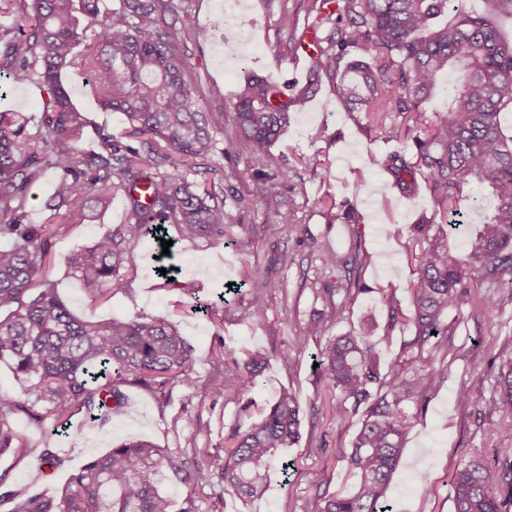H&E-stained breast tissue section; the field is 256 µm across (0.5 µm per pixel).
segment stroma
Listing matches in <instances>:
<instances>
[{
  "mask_svg": "<svg viewBox=\"0 0 512 512\" xmlns=\"http://www.w3.org/2000/svg\"><path fill=\"white\" fill-rule=\"evenodd\" d=\"M223 2L190 0L192 18L204 36L186 39L185 44L200 104L224 110V129L215 135L222 152L206 166L209 178L224 188L231 229L219 241H187L176 228H169L171 262L185 269L174 283L155 274L152 242L142 238L134 250L136 270L113 283L111 298L96 305L86 298L64 259L123 224L124 198H113L106 209L95 210L93 219L51 243L57 288L76 314L90 320L140 314L177 322L195 349L194 374L201 387L190 392L177 386L164 396L127 387L126 413L121 419L99 425L78 414L62 435L49 420H16L28 452L18 459L0 456V473L7 475L5 487L26 488L54 499L71 473L130 437L149 439L160 448L186 447L189 435L182 418L188 414L210 424L209 435L197 440L199 448H228L242 416L240 403L225 401L206 387L212 373L210 350L220 341L241 361L250 351L267 355L255 384L244 388L243 401L260 408L281 390L295 394L300 438L281 449L280 455L294 461L296 470L288 483L272 481L265 495L252 501L221 492L218 485L186 482L165 472L159 475L158 485L171 502L169 512H182L190 496L204 512H314L322 492L349 486L347 463L336 451L351 449L363 419L359 413L347 422L332 418L331 410L342 396L320 379L314 358L334 338L366 329L392 337L377 349L380 373L396 366L412 382L404 405L412 426L387 491L392 512H452L451 478L456 468L474 452L512 447V421H503L497 434H489L490 417L485 410L495 393L500 366L512 360V290L497 289L494 308L450 312L447 334L431 339L430 350L411 346L412 328L392 323L384 300L391 296L408 305L407 287L415 270L411 226L438 217L439 212L425 191L402 194L391 187L381 168L366 167L368 155L402 151L406 145L384 139L364 113L348 111L342 94L329 80H322L316 96L292 113L287 128L267 148L276 165L289 174L280 206H268L254 176L255 148L241 140L235 128V94L252 74L272 77L292 92L302 87L313 67L303 42L319 27L321 17L312 0H238L237 8L227 12L221 9ZM243 14L254 19L246 43L240 40L237 27ZM283 16L288 19L284 26L279 23ZM277 43L288 47L278 60L268 51ZM69 86L72 101L86 120L74 141L76 147L96 150L103 132L122 136L121 115L104 111L92 87L77 77ZM48 100L49 92L39 81L13 86L0 78V108L28 116L29 134L41 132L40 118ZM278 208L292 210L295 222L271 235L263 226L273 221ZM350 208L362 213V223L347 222L344 213ZM387 224L400 225V233L383 236L381 229ZM326 251L362 256V264L352 274L357 291L339 290L338 273L321 262ZM284 253L291 257L286 265L280 261ZM253 274L263 275L270 283L260 316L255 315L246 291L230 289ZM220 296L226 299L222 319L213 321L201 314V306ZM316 320L323 325L321 333L304 336V329ZM301 336L306 339L302 348L296 344ZM431 355L441 366L442 378L425 389L415 380ZM462 389L468 393L464 403L457 399ZM48 436L61 459L51 473L45 472L41 461ZM425 480L434 486L427 497L416 491Z\"/></svg>",
  "mask_w": 512,
  "mask_h": 512,
  "instance_id": "35a3bbf8",
  "label": "stroma"
}]
</instances>
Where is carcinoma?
I'll return each instance as SVG.
<instances>
[{"mask_svg":"<svg viewBox=\"0 0 512 512\" xmlns=\"http://www.w3.org/2000/svg\"><path fill=\"white\" fill-rule=\"evenodd\" d=\"M474 12L453 0H337L336 22L317 39L314 80L292 96L281 95L271 78L255 75L238 93L235 123L255 145L256 177L269 204L278 202L288 173L265 153L326 77L341 87L354 112H364L389 138L412 142L410 154L391 152L369 163L391 177L403 193L419 189L418 177L446 215H459L464 191L485 212L470 248L456 254L442 224H415L417 267L408 292L415 335L423 347L448 330L443 319L473 306L471 278L512 288V136L500 116L512 112V42L499 24L512 21V0H484ZM20 4L32 22L25 32L0 25V77L15 85L34 79L51 94L43 113L45 132L31 137L28 118L0 110V359L11 362L21 392L0 391V455L23 456L24 436L13 423L21 416L66 424L84 411L102 424L125 413V389L191 388L194 355L177 323L135 317L89 321L77 316L50 276L51 240L67 236L101 207L122 195L124 224L96 239L66 263L92 303L111 297L112 280L134 265L133 245L149 230L173 224L188 239H219L229 219L219 194L194 179L198 161L217 152L212 132L224 129V109L200 110L189 79L185 49L167 15L174 0H0ZM96 25L80 40L81 21ZM83 49L76 50V46ZM91 80L102 109L124 118L125 144L101 133L97 150L69 144L85 120L71 102L63 76ZM448 80L446 115L429 123L422 104L438 82ZM402 118L399 127L387 125ZM55 182V203L44 224H27L31 188L47 173ZM325 267L345 271L351 290L355 256H322ZM254 312L265 311L269 284L262 276L247 282ZM391 341L367 331L338 336L320 352V377L344 395L336 420L349 421L366 405L351 451L344 454L354 479L351 490L321 497L318 512H391L386 490L401 460L410 418L403 411L406 379L399 369L380 374L375 349ZM224 343L211 351L208 387L239 399L240 384L261 372L262 355L232 360L236 380L224 378ZM427 388L440 378L434 357L419 370ZM352 401L346 406V401ZM491 414L512 417V361L497 376V392L486 403ZM192 441L210 433L208 423L182 417ZM300 433L293 393L284 389L256 422L243 423L233 446L214 460L225 491L245 498L264 494L279 475L288 481L289 463L276 462L282 448ZM183 448L162 449L144 439L125 441L82 466L59 499L9 490L10 512H168L158 490V474L195 473L207 479L197 456ZM453 512H512V448L493 449V460L476 454L452 477Z\"/></svg>","mask_w":512,"mask_h":512,"instance_id":"carcinoma-1","label":"carcinoma"}]
</instances>
